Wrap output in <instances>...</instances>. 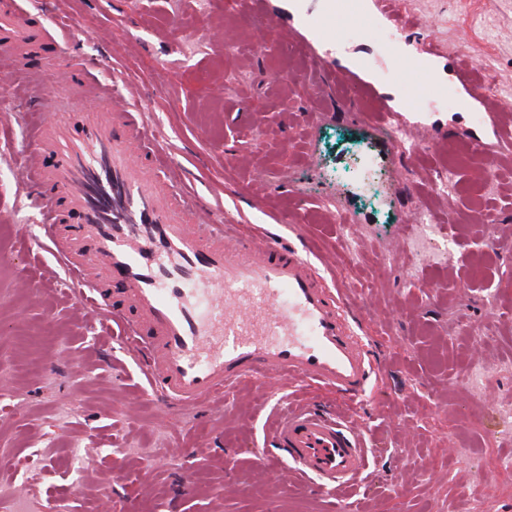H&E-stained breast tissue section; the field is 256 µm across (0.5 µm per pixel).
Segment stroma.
<instances>
[{
  "label": "stroma",
  "instance_id": "1",
  "mask_svg": "<svg viewBox=\"0 0 512 512\" xmlns=\"http://www.w3.org/2000/svg\"><path fill=\"white\" fill-rule=\"evenodd\" d=\"M41 8L72 54L95 76L122 72L143 118L162 131L165 157L182 163L185 190L210 201L227 224L296 240L320 272L370 323L386 364L365 410L368 463L350 495L356 512H512V158L483 202L498 223L496 255L482 261L487 229L459 227L472 206L461 192L434 190L435 159L408 161L359 108L337 90L332 73L371 61L370 79L390 99L381 31L337 48L327 36L318 63L320 97L295 76L308 56L292 30L318 31L324 0H265L276 33L255 24L243 0H18ZM400 14L431 20L436 75L451 79L457 57L478 64L494 89L491 102L512 123V0H396ZM65 59H33L0 82V492L24 487L22 512H97L115 501L128 512H338L312 483L277 486L289 469L272 447L271 422L293 399L290 386L246 383L224 400L164 422L132 356L99 339L85 310L63 298L50 252L36 253L44 215L15 170L36 121L31 100L53 93L38 73ZM427 138L457 132L484 137L466 104L440 102L406 113ZM373 155L377 169L358 183L354 166ZM427 205L442 227L447 261L411 254L410 218ZM343 214L348 227L333 223ZM52 278L54 292L18 289L21 277ZM24 332L16 340L15 332ZM489 373L480 391L463 375L468 363ZM192 492H185V485Z\"/></svg>",
  "mask_w": 512,
  "mask_h": 512
}]
</instances>
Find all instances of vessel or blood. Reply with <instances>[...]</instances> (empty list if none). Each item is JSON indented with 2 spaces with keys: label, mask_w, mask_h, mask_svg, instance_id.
Returning <instances> with one entry per match:
<instances>
[{
  "label": "vessel or blood",
  "mask_w": 512,
  "mask_h": 512,
  "mask_svg": "<svg viewBox=\"0 0 512 512\" xmlns=\"http://www.w3.org/2000/svg\"><path fill=\"white\" fill-rule=\"evenodd\" d=\"M326 9L366 30L391 17L367 0H326ZM0 45L19 63L60 48L43 13L12 0H0ZM370 69L360 60L337 71V87H355L384 120L449 98L466 102L490 132L475 148L492 164L512 153V125L490 106L473 68L456 65L446 83L431 52L399 56L395 105L368 81ZM89 74L74 59L59 90L36 105L62 109L76 85L101 102L41 120L32 132L35 147L18 175L49 217L38 247H52L70 297L89 310L101 337H122L166 413L221 400L248 380L285 379L336 403V414L297 405L273 421L276 449L291 463L276 480L316 479L347 503L367 463L355 408L382 367L362 316L292 244L220 223L208 201L178 195L184 170L159 154V134L136 113L132 94Z\"/></svg>",
  "instance_id": "obj_1"
}]
</instances>
